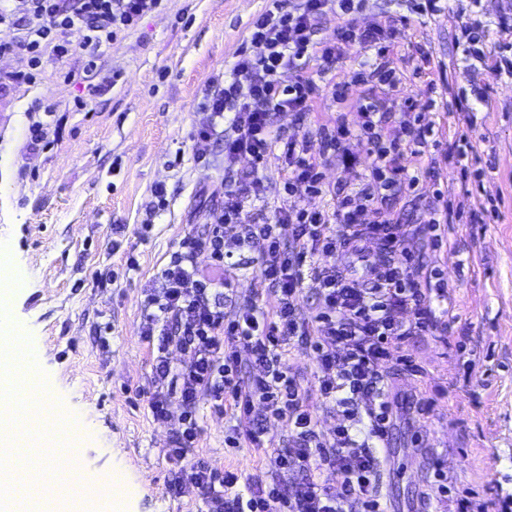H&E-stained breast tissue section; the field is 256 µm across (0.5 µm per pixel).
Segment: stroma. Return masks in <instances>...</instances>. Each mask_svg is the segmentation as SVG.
Segmentation results:
<instances>
[{
    "label": "stroma",
    "mask_w": 512,
    "mask_h": 512,
    "mask_svg": "<svg viewBox=\"0 0 512 512\" xmlns=\"http://www.w3.org/2000/svg\"><path fill=\"white\" fill-rule=\"evenodd\" d=\"M267 0H166L139 26L102 44L95 54L59 61L45 54L34 81L15 76L29 70L23 53L0 56V252H10L30 271L15 301V319L35 330L46 348L43 372L58 387L63 405L95 425L63 424L58 432L72 446L71 458L100 486L112 484L125 467L135 487L127 512H203L199 490L187 485L171 496L166 455L179 428L182 408L172 403L167 421H155L140 390L151 387L152 354L140 335L147 289L169 263L180 240L204 234L224 197L218 184L233 179L224 169V149L214 145L196 161L192 131L201 119L212 75L230 70L237 50ZM432 16L411 13L409 0H367L355 22L364 25L396 13L409 16L397 35V50L410 54L418 41L446 70L454 94L490 89V109L474 126L446 110L444 100L419 96L416 111L436 130L431 153L441 165L424 193L395 205L403 223L414 225L428 269L449 283L450 316H439L434 336L406 337L402 355L411 370L383 364L405 407L385 449L379 491L396 512H452L455 499L474 494L489 512L512 507V86H506L456 34L463 19L459 0H437ZM95 70H88V61ZM113 73L112 88L85 109L76 97L99 74ZM340 106L319 97L312 112L274 115L283 137L307 136L319 149L317 128ZM48 124L44 148L28 146L32 122ZM476 148L479 186L464 196L461 181L444 158L459 134ZM282 146L260 169L266 193L258 208L239 221L258 222L280 210L312 205L330 208L329 198H309L304 188L284 187ZM164 186L167 206L149 232L140 226ZM464 204L456 223L430 227L424 219L444 205ZM441 237L432 248L433 237ZM234 294L226 309L258 304L271 310L272 295L260 277L256 253L245 251L224 268ZM292 373L309 394L322 432L342 419L340 407L317 393L316 362L301 343L288 356ZM201 436L196 458L231 468L255 480L275 475L282 486L300 482L292 471L271 472L269 456L287 434L285 423L266 424L264 445L228 448L224 436L236 419L198 407Z\"/></svg>",
    "instance_id": "obj_1"
}]
</instances>
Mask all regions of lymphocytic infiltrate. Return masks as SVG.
I'll use <instances>...</instances> for the list:
<instances>
[{
    "mask_svg": "<svg viewBox=\"0 0 512 512\" xmlns=\"http://www.w3.org/2000/svg\"><path fill=\"white\" fill-rule=\"evenodd\" d=\"M163 0H0V24L23 21L27 34L18 43H0V55L26 51L32 64L44 52L66 58L89 47L109 43L120 33L157 11ZM270 0L252 23L249 47L241 48L228 77L210 80L209 113L197 126L194 150L207 158L212 140L224 141V164L237 177L224 183V208L205 235L187 234L170 263L162 269L158 292L148 295L141 336L157 345L154 380L145 391L155 420L167 417L171 403L183 408L182 428L168 451L172 469L168 490L180 495L194 484L209 512H384L377 491L385 446L397 418L396 403L379 367L393 358L406 336L431 335L437 329L432 287L424 267L408 246L410 229L395 218L391 203L400 194L417 191L414 161L423 158L434 131L414 116V96L403 72L391 65L396 23L407 16L387 17L365 27L352 19L365 0H296L284 9ZM338 19L335 32L319 36L326 14ZM362 52L349 80L323 88L321 78L343 56ZM344 100L357 92V121L346 113L329 117L319 127L321 147L312 151L307 138L282 139L272 117L278 112H308L323 92ZM402 115L401 141H384L391 111ZM365 147V158L350 149ZM283 144L288 191L304 187L308 197L331 195L332 213L315 207L281 211L272 221L239 224L241 213L264 195L259 170L276 144ZM249 167H240L241 159ZM361 168L363 188L329 186L323 170L332 161ZM238 225L236 233L227 228ZM293 227L285 244L276 229ZM374 241L386 259L370 261L365 244ZM256 252L260 276L273 292V309L247 305L224 310L211 296L223 287L220 279L200 275L196 258L207 254L211 266L223 271L226 259L241 250ZM333 255L337 264L320 263ZM319 295L322 308L306 316L303 287ZM300 340L316 361L317 392L343 408V420L321 433L308 396L285 359V348ZM191 353L180 369L165 356L170 341ZM250 361H242L241 350ZM249 379H242V369ZM215 410H230L243 428L224 444L239 447L241 439L261 445L257 416L285 422L288 445L273 449L272 471L295 470L302 479L291 490L273 480L242 484L231 469L218 470L193 461L200 435L196 417L202 399Z\"/></svg>",
    "mask_w": 512,
    "mask_h": 512,
    "instance_id": "obj_1",
    "label": "lymphocytic infiltrate"
}]
</instances>
